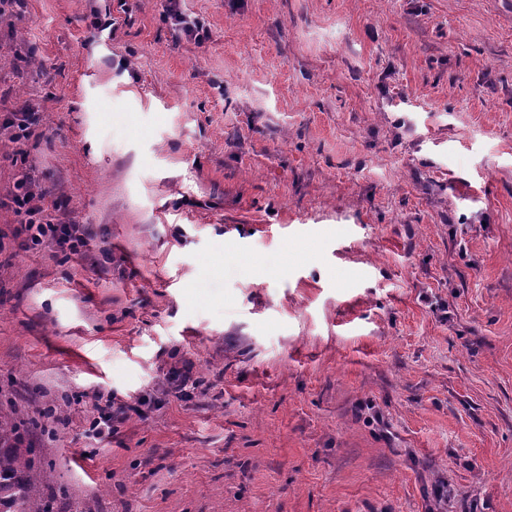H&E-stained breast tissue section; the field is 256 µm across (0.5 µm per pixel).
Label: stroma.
<instances>
[{"instance_id": "1", "label": "stroma", "mask_w": 512, "mask_h": 512, "mask_svg": "<svg viewBox=\"0 0 512 512\" xmlns=\"http://www.w3.org/2000/svg\"><path fill=\"white\" fill-rule=\"evenodd\" d=\"M179 3L203 44L0 7V415L53 512H512V0ZM27 176L78 251L14 238ZM96 407L98 409V417L92 423V431L94 435L102 436L105 434V430L108 435L112 434L114 430V422L119 419L117 413L112 411V401H106L104 406L97 403Z\"/></svg>"}]
</instances>
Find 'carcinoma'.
I'll use <instances>...</instances> for the list:
<instances>
[{
    "mask_svg": "<svg viewBox=\"0 0 512 512\" xmlns=\"http://www.w3.org/2000/svg\"><path fill=\"white\" fill-rule=\"evenodd\" d=\"M17 426L0 420V512H52L42 488L50 473L35 465L32 449L18 446Z\"/></svg>",
    "mask_w": 512,
    "mask_h": 512,
    "instance_id": "cac0c4a2",
    "label": "carcinoma"
}]
</instances>
